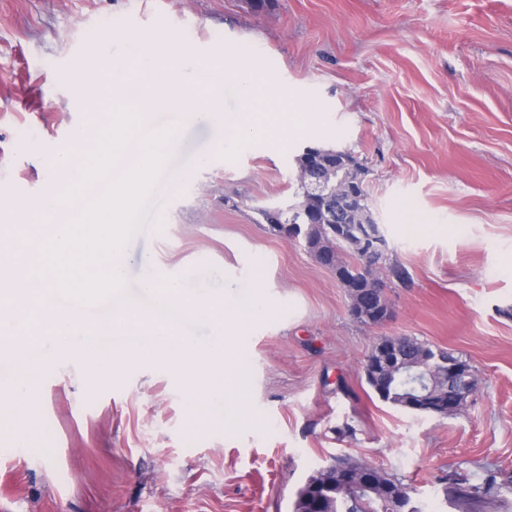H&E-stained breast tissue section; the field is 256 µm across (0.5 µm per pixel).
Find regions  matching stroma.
<instances>
[{"instance_id":"1","label":"stroma","mask_w":512,"mask_h":512,"mask_svg":"<svg viewBox=\"0 0 512 512\" xmlns=\"http://www.w3.org/2000/svg\"><path fill=\"white\" fill-rule=\"evenodd\" d=\"M129 31L251 56L320 113L288 150L247 143L232 159L217 123L180 124L128 239L124 295L147 308L144 256L213 294L263 283L265 307L241 327L248 417L228 431L223 402L194 412L163 356L114 378L58 353L31 397L32 434L0 445V512H293L340 455L408 484L424 512H455L446 476L512 479V0H0L1 247L44 190V157L92 128L73 73L106 41L127 59ZM308 145L361 164L384 264L409 273L384 274L381 325L356 323L335 274L259 221L257 206L299 194ZM385 336L465 359L478 381L465 408L380 400L363 368Z\"/></svg>"}]
</instances>
